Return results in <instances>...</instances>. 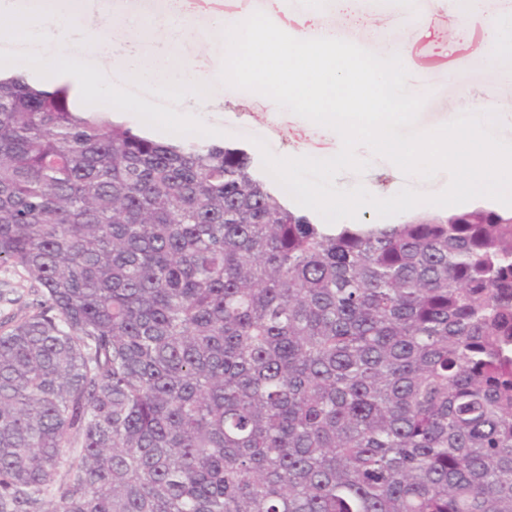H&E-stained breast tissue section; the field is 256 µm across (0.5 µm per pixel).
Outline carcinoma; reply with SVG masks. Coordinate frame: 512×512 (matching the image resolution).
Returning <instances> with one entry per match:
<instances>
[{"label":"carcinoma","instance_id":"carcinoma-1","mask_svg":"<svg viewBox=\"0 0 512 512\" xmlns=\"http://www.w3.org/2000/svg\"><path fill=\"white\" fill-rule=\"evenodd\" d=\"M0 268V512H512V215L320 224L0 75ZM0 295V320L22 318L29 313L34 299L29 282L12 269L0 271Z\"/></svg>","mask_w":512,"mask_h":512}]
</instances>
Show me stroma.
<instances>
[{"instance_id":"obj_1","label":"stroma","mask_w":512,"mask_h":512,"mask_svg":"<svg viewBox=\"0 0 512 512\" xmlns=\"http://www.w3.org/2000/svg\"><path fill=\"white\" fill-rule=\"evenodd\" d=\"M352 13L337 12L336 0H325L316 14L299 8L282 7L279 21L292 31L305 33L315 29L336 31L339 38L384 55L390 46H400L403 63L417 93L427 100L419 113L416 128L426 131L456 117L463 97L483 101L497 92L512 90V54L485 50L486 30L480 17L472 15L451 21L447 6L436 0H415V12L405 15L402 0H353ZM266 0H112L116 21L109 29L113 41L138 38L134 26L138 19H167L180 16L188 34L178 49V58L190 62L204 75L220 69L225 54L222 42L212 35V24L220 16H244L266 10ZM394 20L386 31L378 27L380 16ZM201 120L226 132L229 143L240 145L251 155L259 150L253 137L264 138L279 156L306 153L327 158L336 152V134L316 128L312 122L279 109L270 99L249 91L214 84L205 99ZM361 158L372 164L364 174L341 173L338 187L349 189L363 185L371 194L387 198L403 186L423 194L442 191L448 184L446 172L425 181L405 177L391 162L372 158L360 148ZM33 295L30 284L20 273L0 271V320L22 318L30 311Z\"/></svg>"}]
</instances>
